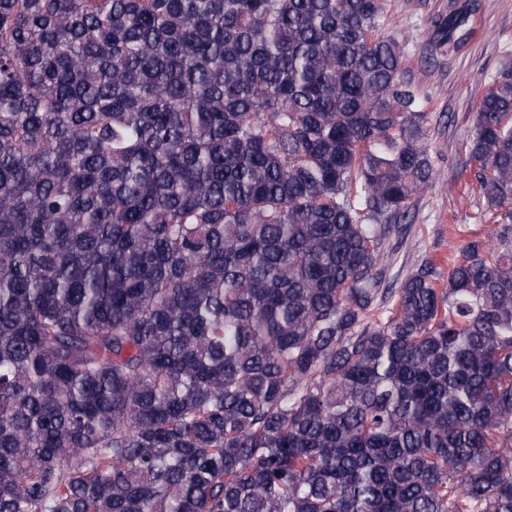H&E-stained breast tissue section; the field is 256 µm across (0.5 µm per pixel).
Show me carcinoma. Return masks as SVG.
Instances as JSON below:
<instances>
[{
  "mask_svg": "<svg viewBox=\"0 0 512 512\" xmlns=\"http://www.w3.org/2000/svg\"><path fill=\"white\" fill-rule=\"evenodd\" d=\"M387 14L0 0V512H512V59L501 223L390 282L435 171Z\"/></svg>",
  "mask_w": 512,
  "mask_h": 512,
  "instance_id": "cac0c4a2",
  "label": "carcinoma"
}]
</instances>
